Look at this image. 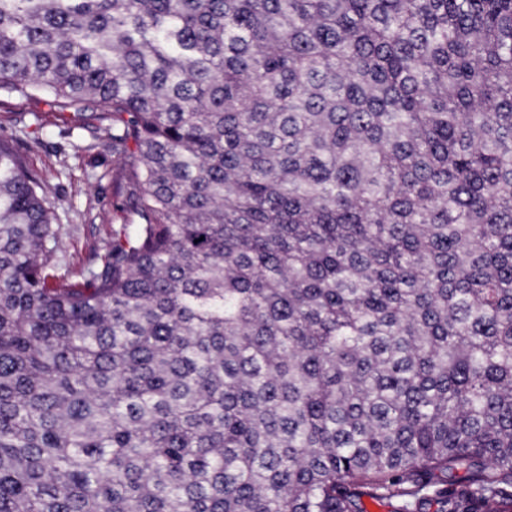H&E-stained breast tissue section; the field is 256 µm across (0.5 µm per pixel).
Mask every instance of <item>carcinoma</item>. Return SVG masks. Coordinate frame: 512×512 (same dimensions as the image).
<instances>
[{"label":"carcinoma","instance_id":"1","mask_svg":"<svg viewBox=\"0 0 512 512\" xmlns=\"http://www.w3.org/2000/svg\"><path fill=\"white\" fill-rule=\"evenodd\" d=\"M33 93L136 220L0 140V512H512V0H0ZM71 112L37 97H15L0 105V139L43 180L62 228V268L79 276L106 253L112 216L126 209L130 184L128 165L112 148L90 149L89 133Z\"/></svg>","mask_w":512,"mask_h":512}]
</instances>
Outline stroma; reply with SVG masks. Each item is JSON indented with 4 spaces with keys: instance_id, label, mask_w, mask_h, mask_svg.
Returning a JSON list of instances; mask_svg holds the SVG:
<instances>
[{
    "instance_id": "1",
    "label": "stroma",
    "mask_w": 512,
    "mask_h": 512,
    "mask_svg": "<svg viewBox=\"0 0 512 512\" xmlns=\"http://www.w3.org/2000/svg\"><path fill=\"white\" fill-rule=\"evenodd\" d=\"M0 139L23 156L46 186L62 228V268L78 276L98 264L112 239V218L128 199V167L91 137L71 112L37 97L0 105Z\"/></svg>"
}]
</instances>
